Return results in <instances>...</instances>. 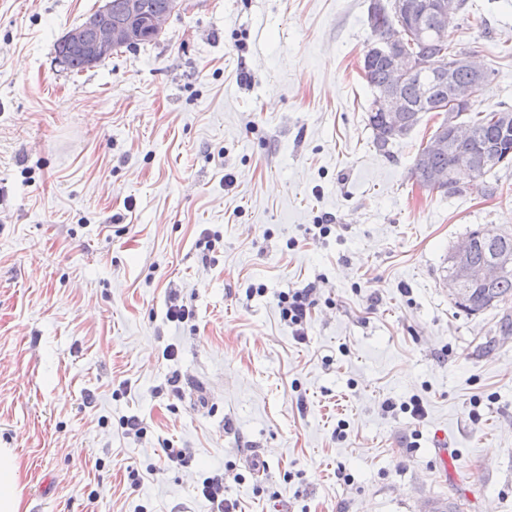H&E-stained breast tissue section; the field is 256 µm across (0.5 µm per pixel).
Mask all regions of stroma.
Segmentation results:
<instances>
[{"label":"stroma","mask_w":512,"mask_h":512,"mask_svg":"<svg viewBox=\"0 0 512 512\" xmlns=\"http://www.w3.org/2000/svg\"><path fill=\"white\" fill-rule=\"evenodd\" d=\"M370 3L180 0L73 73L55 45L103 0H0V448L25 512H217L216 474L235 512H512V304L444 284L469 231L512 233V166L492 197L422 188L430 113L373 147ZM449 33L512 110V0ZM302 288L299 337L279 297ZM200 492L206 500L217 505L218 511H232L233 505L229 506L226 502L224 503V479L222 477H206L201 483Z\"/></svg>","instance_id":"obj_1"}]
</instances>
